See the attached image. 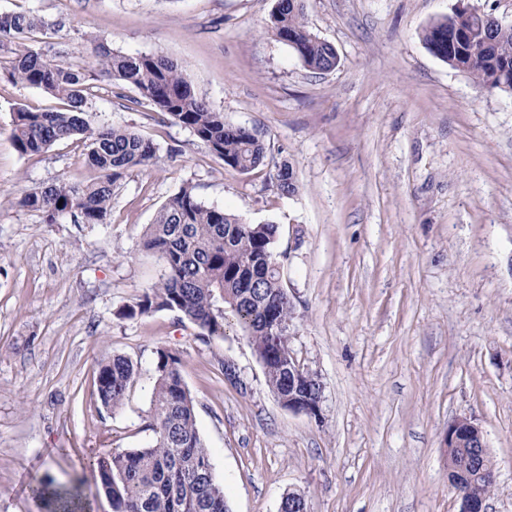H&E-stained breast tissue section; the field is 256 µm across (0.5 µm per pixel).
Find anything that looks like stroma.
<instances>
[{
	"instance_id": "stroma-1",
	"label": "stroma",
	"mask_w": 512,
	"mask_h": 512,
	"mask_svg": "<svg viewBox=\"0 0 512 512\" xmlns=\"http://www.w3.org/2000/svg\"><path fill=\"white\" fill-rule=\"evenodd\" d=\"M276 0H0L45 30L35 46L89 67L88 34L113 51L161 53L227 124L288 161L298 190L269 168H226L184 125L132 87L95 76L96 126L150 139L157 162L112 194L109 223H45L19 199L59 178L94 182L79 141L36 155L11 138L16 108H59L0 79V512H44L32 486H77L112 512L89 456L142 448L153 434L158 350L175 353L230 512H458L445 434L471 419L494 466L488 512H512V94L481 89L425 46L457 0H306L332 44L314 73L268 29ZM250 224H276L295 306L288 345L319 376L321 416L285 408L233 319L202 340L170 311L133 318L161 266L147 224L181 187ZM131 358L138 378L104 409L98 363ZM232 374H225V367Z\"/></svg>"
}]
</instances>
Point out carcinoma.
<instances>
[{
	"label": "carcinoma",
	"instance_id": "carcinoma-1",
	"mask_svg": "<svg viewBox=\"0 0 512 512\" xmlns=\"http://www.w3.org/2000/svg\"><path fill=\"white\" fill-rule=\"evenodd\" d=\"M304 16V0H277L268 27L289 44L306 69L335 68L336 49L308 29ZM42 28V21L32 14L0 12V47L11 53L3 76L66 104L56 111L17 109L12 140L20 153L32 155L76 138L88 148L99 178L84 186L59 179L25 194L18 205L40 213L48 224L67 216L83 224H108L113 188L128 170L154 165L156 147L132 129L89 123L83 105L91 74L34 48L31 40ZM456 34L467 39L469 52L464 59L447 44ZM422 39L432 54L467 72L477 85L512 92V25H498L487 13L477 17L458 12L431 22ZM88 41L95 69L138 91L139 97L128 99V109H135L143 99L149 101L158 112L191 129L225 166L242 174L266 165L264 142L249 130L226 124L222 113L198 98L178 63L159 53L114 52L93 33ZM270 178L280 193L297 192L294 173L275 167ZM278 237L279 225L248 224L237 215L205 205L193 188H181L161 207L143 239V247L157 256L164 274L122 316L176 312L205 338L224 335L229 312L264 363L269 385L288 396L284 337L268 331L273 320L287 328L294 319L283 282V262L276 251ZM156 372L153 411L146 425L153 433L152 444L130 450L111 448L90 460L112 499V512H229L196 425L195 403L185 386L179 357L158 350ZM137 375V365L130 358L103 357L97 374L101 405L112 410L119 407ZM35 493L48 500V512H82L75 491L48 495L37 488Z\"/></svg>",
	"mask_w": 512,
	"mask_h": 512
}]
</instances>
